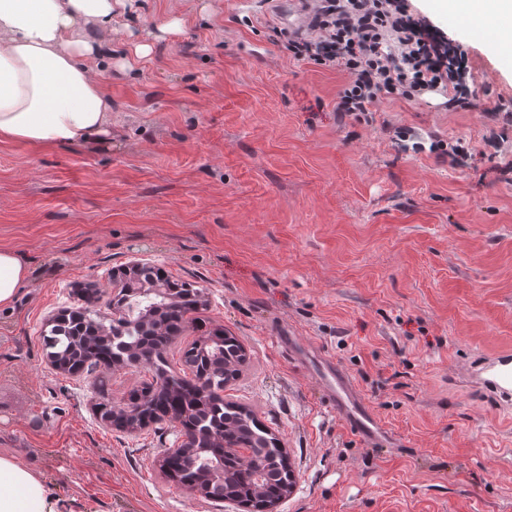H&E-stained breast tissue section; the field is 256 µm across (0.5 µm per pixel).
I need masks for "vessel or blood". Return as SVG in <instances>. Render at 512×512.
Here are the masks:
<instances>
[{
  "label": "vessel or blood",
  "mask_w": 512,
  "mask_h": 512,
  "mask_svg": "<svg viewBox=\"0 0 512 512\" xmlns=\"http://www.w3.org/2000/svg\"><path fill=\"white\" fill-rule=\"evenodd\" d=\"M277 345L305 368L315 372L328 407L364 441H388L389 433L356 388L352 377L334 357L298 336H280ZM487 389L503 399L512 398V354H502L486 368Z\"/></svg>",
  "instance_id": "vessel-or-blood-1"
}]
</instances>
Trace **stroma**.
<instances>
[{
  "label": "stroma",
  "mask_w": 512,
  "mask_h": 512,
  "mask_svg": "<svg viewBox=\"0 0 512 512\" xmlns=\"http://www.w3.org/2000/svg\"><path fill=\"white\" fill-rule=\"evenodd\" d=\"M411 4L467 53L465 105L428 93L337 111L343 76L289 57L277 0H119L111 142H0V244L30 271L0 310V452L62 512H218L159 470L174 428L122 433L96 414L142 368L100 389L42 342L76 289L109 319L112 272L135 261L200 288L201 317L249 352L224 395L289 453L278 512H512V409L478 373L512 352V55L483 39L493 19L477 32L439 0ZM279 331L343 364L391 443L351 432Z\"/></svg>",
  "instance_id": "35a3bbf8"
}]
</instances>
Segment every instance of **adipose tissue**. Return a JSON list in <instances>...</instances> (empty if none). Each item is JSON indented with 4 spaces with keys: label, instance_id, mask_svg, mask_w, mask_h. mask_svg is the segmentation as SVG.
Segmentation results:
<instances>
[{
    "label": "adipose tissue",
    "instance_id": "ef3b65f1",
    "mask_svg": "<svg viewBox=\"0 0 512 512\" xmlns=\"http://www.w3.org/2000/svg\"><path fill=\"white\" fill-rule=\"evenodd\" d=\"M112 0H0V142L38 146L112 139V99L93 62L112 29ZM29 277L21 254L0 246V309ZM0 512H61L50 486L0 452Z\"/></svg>",
    "mask_w": 512,
    "mask_h": 512
}]
</instances>
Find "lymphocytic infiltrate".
I'll list each match as a JSON object with an SVG mask.
<instances>
[{
  "instance_id": "lymphocytic-infiltrate-1",
  "label": "lymphocytic infiltrate",
  "mask_w": 512,
  "mask_h": 512,
  "mask_svg": "<svg viewBox=\"0 0 512 512\" xmlns=\"http://www.w3.org/2000/svg\"><path fill=\"white\" fill-rule=\"evenodd\" d=\"M310 9V30L289 39L288 54L344 76L340 111L371 112L380 99L434 88L462 104L472 96L468 56L408 0H312Z\"/></svg>"
}]
</instances>
